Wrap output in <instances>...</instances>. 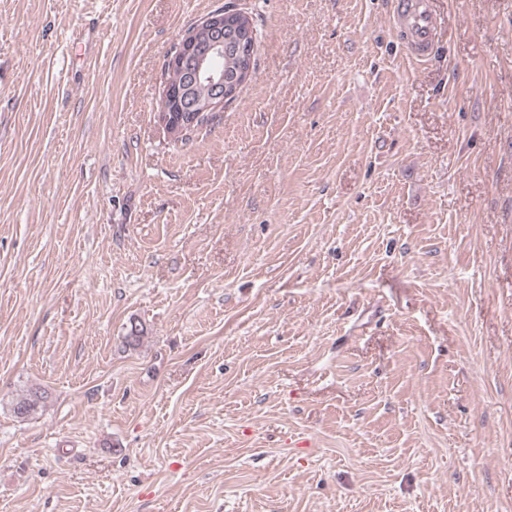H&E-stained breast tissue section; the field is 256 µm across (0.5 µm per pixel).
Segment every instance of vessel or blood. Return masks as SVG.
I'll return each instance as SVG.
<instances>
[{
	"label": "vessel or blood",
	"instance_id": "obj_1",
	"mask_svg": "<svg viewBox=\"0 0 512 512\" xmlns=\"http://www.w3.org/2000/svg\"><path fill=\"white\" fill-rule=\"evenodd\" d=\"M393 22L404 35L405 47L411 60L422 62L432 56L440 26L433 0H395Z\"/></svg>",
	"mask_w": 512,
	"mask_h": 512
}]
</instances>
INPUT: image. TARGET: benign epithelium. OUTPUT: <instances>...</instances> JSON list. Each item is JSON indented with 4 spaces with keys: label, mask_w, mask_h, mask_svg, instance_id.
<instances>
[{
    "label": "benign epithelium",
    "mask_w": 512,
    "mask_h": 512,
    "mask_svg": "<svg viewBox=\"0 0 512 512\" xmlns=\"http://www.w3.org/2000/svg\"><path fill=\"white\" fill-rule=\"evenodd\" d=\"M255 29L250 15L235 6L214 10L189 29L176 43L168 60V72L178 75L176 89L167 79L162 97H171V107L158 113V122L171 139L220 114L237 95V83H246L253 72L254 53L246 41ZM229 54L236 69L226 75L213 66L218 57Z\"/></svg>",
    "instance_id": "obj_1"
}]
</instances>
